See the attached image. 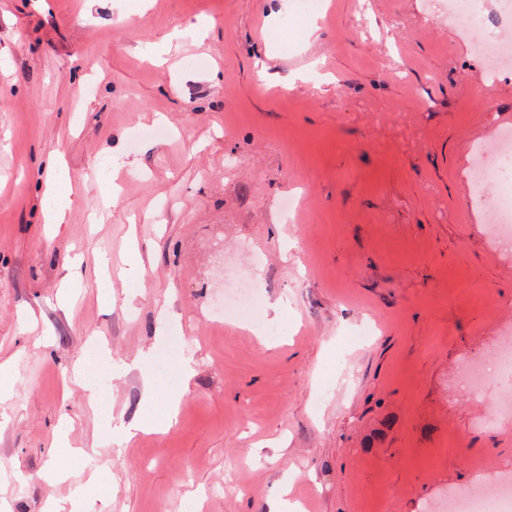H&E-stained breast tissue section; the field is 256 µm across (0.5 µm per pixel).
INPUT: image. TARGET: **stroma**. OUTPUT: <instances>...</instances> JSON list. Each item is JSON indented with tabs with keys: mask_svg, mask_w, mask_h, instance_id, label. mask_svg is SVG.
I'll use <instances>...</instances> for the list:
<instances>
[{
	"mask_svg": "<svg viewBox=\"0 0 512 512\" xmlns=\"http://www.w3.org/2000/svg\"><path fill=\"white\" fill-rule=\"evenodd\" d=\"M290 2L0 0V512H429L512 473V418L480 425L512 378L460 385L512 336L467 179L512 74L437 0ZM229 268L278 336L212 320ZM174 327L195 375L166 429L133 362ZM332 365L350 389L322 393Z\"/></svg>",
	"mask_w": 512,
	"mask_h": 512,
	"instance_id": "obj_1",
	"label": "stroma"
}]
</instances>
